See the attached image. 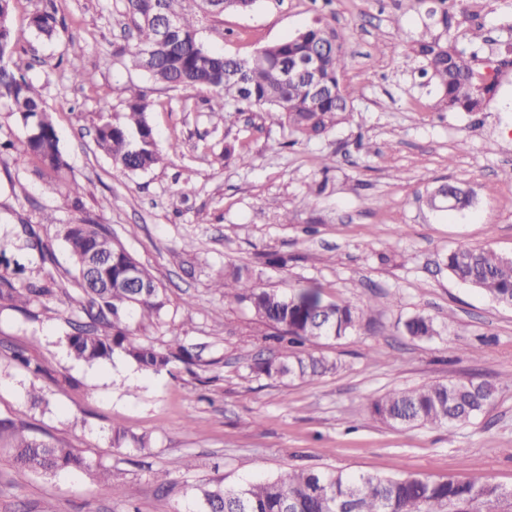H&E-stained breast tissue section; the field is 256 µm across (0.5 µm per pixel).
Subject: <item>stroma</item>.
Returning <instances> with one entry per match:
<instances>
[{"instance_id":"35a3bbf8","label":"stroma","mask_w":512,"mask_h":512,"mask_svg":"<svg viewBox=\"0 0 512 512\" xmlns=\"http://www.w3.org/2000/svg\"><path fill=\"white\" fill-rule=\"evenodd\" d=\"M481 20L456 12L450 43L476 56L479 72L500 70L482 111L449 112L415 69L411 49L424 30L414 0H255L245 12L210 18L202 41L248 58L261 48L328 22L351 50L341 72L354 98L350 120L322 138L289 144L288 130L262 112L213 124L205 96L171 89L123 64L124 0H55L57 34L27 26L42 0H14L21 36L15 62L40 86L84 212L64 209L55 187L17 169L3 142L21 143V124L0 107V237L12 244L0 276L15 287L52 272L65 290L29 313L0 304V418L77 449L84 470L34 474L14 461L0 435V512H198V486L236 485L291 468L394 476L464 478L483 473L512 487V309L456 281L442 252L460 245L512 256V0H481ZM481 24L484 40L469 42ZM84 77L72 81L68 64ZM152 102L149 120L164 166L130 175L94 142L98 113L118 106L125 87ZM252 165L224 159L225 145ZM335 165L324 169L322 160ZM328 181L324 194L314 188ZM450 182L470 188L471 207L431 211L418 196ZM191 186L181 196L183 186ZM55 210L57 223L41 214ZM205 213L206 223L196 221ZM289 214L290 223L280 221ZM89 215L166 287L169 312L138 329L141 338L201 347V359L147 375L125 360L85 364L63 342L87 317L60 222ZM37 235L53 254L42 265L27 248ZM279 256L276 264L266 255ZM252 269L261 287L317 291L323 302L366 310L354 335L313 344L338 368L307 383L255 378L248 365L269 354L265 328L247 303L213 282L227 265ZM24 273H17V266ZM435 317L439 336L415 340L403 322ZM21 349L46 368L35 379L9 359ZM474 378L496 394L471 422L445 428H391L373 420L371 400L427 381ZM40 403H32L31 394ZM151 438L140 452L119 448L114 427Z\"/></svg>"}]
</instances>
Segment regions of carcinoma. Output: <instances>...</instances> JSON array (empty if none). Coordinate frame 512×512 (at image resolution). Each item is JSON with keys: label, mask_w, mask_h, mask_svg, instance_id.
<instances>
[{"label": "carcinoma", "mask_w": 512, "mask_h": 512, "mask_svg": "<svg viewBox=\"0 0 512 512\" xmlns=\"http://www.w3.org/2000/svg\"><path fill=\"white\" fill-rule=\"evenodd\" d=\"M431 2L426 7L425 28L442 33L422 35L415 43L419 74L442 92V103L451 111L478 112L493 95L488 82L474 67V57L448 43L456 3ZM13 0H0V104L7 107L26 131L23 149L16 154L18 168L32 169L58 188L63 204L80 211L82 187L69 178V165L39 86L13 61L18 39L9 24ZM136 31L132 49L113 55L128 57L132 67L148 73L171 88L206 91L207 112L220 124L232 112L257 108L275 113L287 124L290 135L307 140L320 138L342 124L353 112V101L341 86L339 72L348 57L346 39L336 27L316 21L296 36L264 47L247 59L229 57L207 47L200 38L203 19L226 11L244 12L255 0H125ZM165 15L178 24L172 31L158 27ZM54 0L29 19V29L50 40L57 32ZM317 53L321 56L320 81L327 93L319 95L311 80L300 72L287 71L288 62ZM122 108L96 123L98 148L120 170L136 174L156 168L163 154L148 119L152 103L144 94L125 89ZM422 203L431 210L463 209L473 203L471 190L451 183L427 189ZM77 280L83 292L81 308L89 322L74 326L64 343L70 356L93 364L124 358L146 373H158L174 361L190 363L193 348L180 340L166 347L142 341L135 326L154 323L165 315L170 299L152 271L137 261L96 221L81 218L61 225ZM108 261L100 278L86 279L89 252ZM441 263L459 282L484 293L494 303L512 307V258L483 247L457 246L441 256ZM134 269L139 287L124 285L125 273ZM224 296L246 302L254 315L271 329L265 340L279 344L277 353L260 356L248 365L251 373L273 381H313L337 369V363L313 351L308 344L353 335L365 309L350 302L322 303L308 292L280 293L257 285L254 272L229 266L215 283ZM53 294L46 284L28 283L20 292L0 279V302L20 300L25 305ZM404 332L417 339L438 334L434 318L416 314L403 323ZM494 388L472 379L425 382L408 389L391 390L372 400L369 412L394 428L420 426L454 427L469 422L490 404ZM10 430L16 463L38 474L89 467L74 448L25 434L7 420L0 430ZM119 445L140 450L149 447L147 435L113 429ZM195 497L202 512H512V488L488 475L468 480L403 473L385 477L342 470L292 469L274 478H258L236 486L198 487Z\"/></svg>", "instance_id": "carcinoma-1"}]
</instances>
